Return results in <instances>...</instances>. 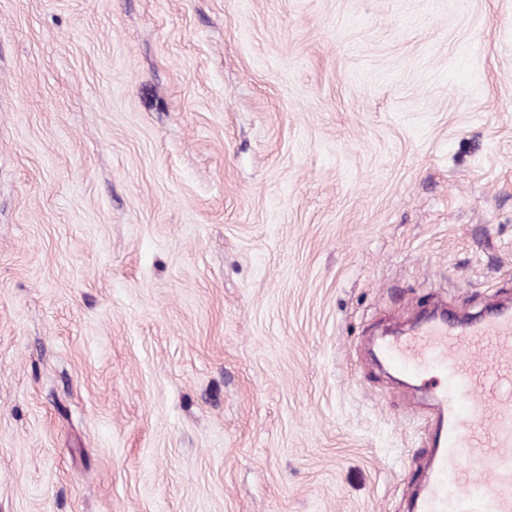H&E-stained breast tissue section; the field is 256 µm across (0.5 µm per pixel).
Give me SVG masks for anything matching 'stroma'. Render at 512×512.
Segmentation results:
<instances>
[{
  "mask_svg": "<svg viewBox=\"0 0 512 512\" xmlns=\"http://www.w3.org/2000/svg\"><path fill=\"white\" fill-rule=\"evenodd\" d=\"M501 306L512 0H0V512H411Z\"/></svg>",
  "mask_w": 512,
  "mask_h": 512,
  "instance_id": "obj_1",
  "label": "stroma"
}]
</instances>
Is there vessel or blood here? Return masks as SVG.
I'll return each mask as SVG.
<instances>
[{
  "mask_svg": "<svg viewBox=\"0 0 512 512\" xmlns=\"http://www.w3.org/2000/svg\"><path fill=\"white\" fill-rule=\"evenodd\" d=\"M381 355L435 402L433 465L413 512H512V311L424 317Z\"/></svg>",
  "mask_w": 512,
  "mask_h": 512,
  "instance_id": "1",
  "label": "vessel or blood"
}]
</instances>
